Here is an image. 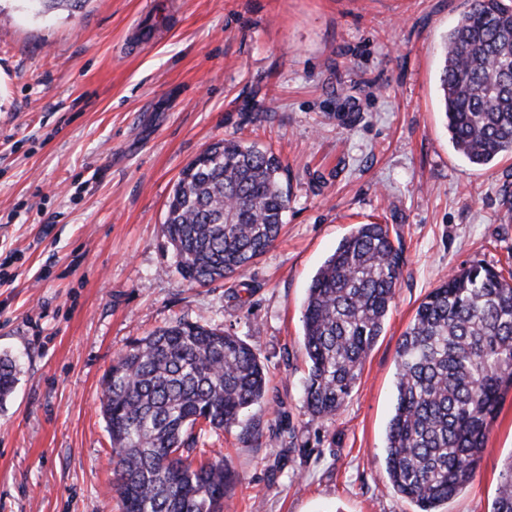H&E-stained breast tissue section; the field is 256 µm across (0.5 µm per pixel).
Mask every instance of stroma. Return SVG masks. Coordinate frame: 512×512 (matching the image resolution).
<instances>
[{
	"instance_id": "35a3bbf8",
	"label": "stroma",
	"mask_w": 512,
	"mask_h": 512,
	"mask_svg": "<svg viewBox=\"0 0 512 512\" xmlns=\"http://www.w3.org/2000/svg\"><path fill=\"white\" fill-rule=\"evenodd\" d=\"M0 14V512H119L102 380L172 322L254 345L279 404L206 440L237 476L225 512H416L384 472L397 343L463 266L512 270V156L471 166L440 107V44L468 0H87ZM235 138L287 167L275 244L244 276L189 285L162 233L183 168ZM405 258L350 400L310 421L301 311L358 224ZM512 456V392L471 483L441 512H493ZM18 7L34 17H41L47 13L65 10L68 12L81 9L87 0H13ZM17 361L7 355L0 356V403L11 395L18 381Z\"/></svg>"
}]
</instances>
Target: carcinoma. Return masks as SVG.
I'll return each mask as SVG.
<instances>
[{
  "mask_svg": "<svg viewBox=\"0 0 512 512\" xmlns=\"http://www.w3.org/2000/svg\"><path fill=\"white\" fill-rule=\"evenodd\" d=\"M16 2L41 17L87 0ZM443 56L455 150L477 166L512 154V0H470ZM284 172L272 151L225 139L182 170L162 224L182 279L246 286L240 277L274 244L288 210ZM404 265L388 225L359 224L312 278L302 310L310 420L333 419L350 398ZM17 375V361L0 356V403ZM511 388L512 272L475 263L428 293L398 343L385 472L417 512H439L473 479ZM277 402L258 349L228 330L180 320L131 343L105 373L101 398L121 512H224L235 476L223 454L197 457L199 440ZM493 512H512V456Z\"/></svg>",
  "mask_w": 512,
  "mask_h": 512,
  "instance_id": "1",
  "label": "carcinoma"
}]
</instances>
